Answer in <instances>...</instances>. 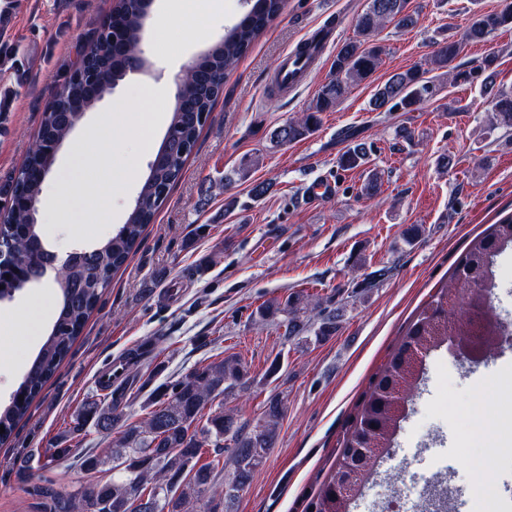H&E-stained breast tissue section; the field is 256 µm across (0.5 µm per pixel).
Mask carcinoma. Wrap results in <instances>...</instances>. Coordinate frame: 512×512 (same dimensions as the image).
I'll use <instances>...</instances> for the list:
<instances>
[{
	"instance_id": "1",
	"label": "carcinoma",
	"mask_w": 512,
	"mask_h": 512,
	"mask_svg": "<svg viewBox=\"0 0 512 512\" xmlns=\"http://www.w3.org/2000/svg\"><path fill=\"white\" fill-rule=\"evenodd\" d=\"M285 4L286 0H251L243 17L205 51L197 72L182 79L164 137L167 159L150 164L125 224L92 247L77 249L61 276L53 280L57 313L18 388L7 404H0V427L5 429L0 444L10 439L34 399L58 371L113 275L130 260L147 225L153 223L171 187L182 177L200 130L224 93L227 74L282 14ZM408 4L409 0H368L356 20L358 39L338 49L334 76L321 87L307 111L271 133L274 146L305 139L319 126L321 113L336 106L351 86L378 69L382 49L368 45L369 39L387 23L405 30L414 27L417 18L409 12ZM144 19L140 0H117L109 9L83 50L81 62L93 81L74 82L69 78L59 86L42 112L37 137L23 167L0 183V301L12 300L45 277V266L55 251L35 223L44 181L53 168L57 150L84 113L125 78V63L144 60ZM503 28H512V0H501L494 11H473L462 36L437 43L429 64L433 70H447L456 82L482 80L497 120L512 127V91H493L497 55L488 54L464 71L453 65L465 44L483 42ZM424 74L413 67L390 75L376 87L369 101L370 111L418 110L438 92ZM367 158L365 144L355 141L340 155L338 165L344 170L356 169L366 164ZM508 244H512V219L490 225L460 259L448 286L411 324L398 349L371 383L343 436L336 467L310 501L308 512H348L343 486L352 473L372 475L381 452L390 444L400 407L416 388V355L429 345L445 342L448 324L456 321L455 309L448 308V297L467 292L469 307L482 319L481 347L486 354L491 351L503 326L477 288L489 278L491 257ZM277 314L288 321L283 341L295 345L335 335L336 319L340 317L321 310L303 295L284 303L270 301L259 310L263 318ZM249 380L239 359H215L172 385L154 389L146 416L129 425L120 410L125 387L119 385L111 391L107 403L92 397L84 400L74 412L71 433L77 437L90 425L106 437L117 429L119 437L104 452L84 456L82 466L96 472L108 465L112 479L54 494L56 512H139L136 499L147 490L158 491L166 512H194L200 502L204 512H234L238 497L232 492L245 488L263 464L284 412L276 394L267 398L262 417L253 426L224 411V398L243 389ZM205 448L231 452L233 471L224 482L216 479L218 465L199 464Z\"/></svg>"
}]
</instances>
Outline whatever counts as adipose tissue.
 I'll use <instances>...</instances> for the list:
<instances>
[{
  "instance_id": "adipose-tissue-1",
  "label": "adipose tissue",
  "mask_w": 512,
  "mask_h": 512,
  "mask_svg": "<svg viewBox=\"0 0 512 512\" xmlns=\"http://www.w3.org/2000/svg\"><path fill=\"white\" fill-rule=\"evenodd\" d=\"M152 94V88L144 87L129 94L123 100L124 110L139 112L138 125L116 124L106 135L93 128L72 146L68 168L59 170L54 175L60 191L57 196L48 199L46 203L48 212L61 216L67 211L71 189L70 177L73 172L85 167L87 162H99L111 157L118 147L131 138L144 137L146 131L152 127L155 121L154 113L146 111L144 103L145 98Z\"/></svg>"
}]
</instances>
